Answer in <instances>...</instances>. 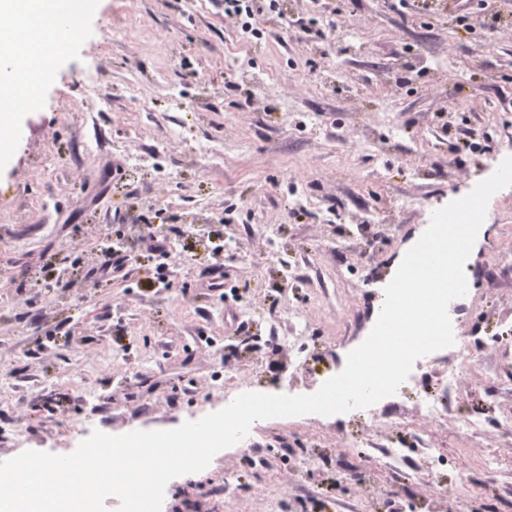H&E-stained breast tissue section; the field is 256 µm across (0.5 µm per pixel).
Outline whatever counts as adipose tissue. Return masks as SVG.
I'll return each instance as SVG.
<instances>
[{
    "label": "adipose tissue",
    "instance_id": "ef3b65f1",
    "mask_svg": "<svg viewBox=\"0 0 512 512\" xmlns=\"http://www.w3.org/2000/svg\"><path fill=\"white\" fill-rule=\"evenodd\" d=\"M55 10L56 0H0V53L9 58L0 97L20 100L38 92L44 61L65 51V41L47 25Z\"/></svg>",
    "mask_w": 512,
    "mask_h": 512
}]
</instances>
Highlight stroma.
Wrapping results in <instances>:
<instances>
[{
    "label": "stroma",
    "mask_w": 512,
    "mask_h": 512,
    "mask_svg": "<svg viewBox=\"0 0 512 512\" xmlns=\"http://www.w3.org/2000/svg\"><path fill=\"white\" fill-rule=\"evenodd\" d=\"M490 3L500 19L483 44L484 17L457 23L464 0H279L251 36L224 0H90L0 160V461L68 454L95 430H171L244 392L310 394L339 373L433 212L512 155V0ZM472 129L478 148L455 152ZM485 224L458 316L484 346L456 418L417 416L423 368L401 386L406 424L257 421L171 480L161 512H271L274 490L288 512H419L464 471L465 492L436 512H512V187ZM147 228L174 246L172 287L142 251L126 277H89L107 239ZM214 266L220 291L205 285ZM297 311L306 364L292 387L274 334ZM113 351L125 366L106 365ZM89 363L94 401L76 387Z\"/></svg>",
    "instance_id": "1"
}]
</instances>
